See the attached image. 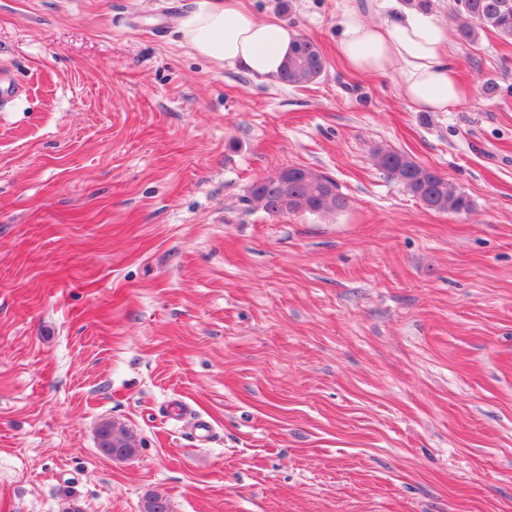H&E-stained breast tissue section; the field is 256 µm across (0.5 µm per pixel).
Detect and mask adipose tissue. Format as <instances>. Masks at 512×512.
<instances>
[{
    "mask_svg": "<svg viewBox=\"0 0 512 512\" xmlns=\"http://www.w3.org/2000/svg\"><path fill=\"white\" fill-rule=\"evenodd\" d=\"M382 21H372V14ZM337 49L357 75H395L399 94L417 112L463 106L466 92L448 55V30L401 0H342ZM179 30L198 56L269 80L278 77L296 33L257 20L242 0H199Z\"/></svg>",
    "mask_w": 512,
    "mask_h": 512,
    "instance_id": "ef3b65f1",
    "label": "adipose tissue"
}]
</instances>
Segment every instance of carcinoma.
<instances>
[{"label":"carcinoma","instance_id":"carcinoma-1","mask_svg":"<svg viewBox=\"0 0 512 512\" xmlns=\"http://www.w3.org/2000/svg\"><path fill=\"white\" fill-rule=\"evenodd\" d=\"M453 12L461 20L459 33L464 38L475 29H489L512 38V0H453ZM326 69V58L320 46L302 35L282 65L280 80L291 86H301L319 80ZM378 165L397 180L428 210L438 213L466 214L472 209L470 198L448 179L412 161L406 155L390 151L377 154ZM283 190L268 180L258 188L249 187L247 202L271 216L296 214H326L347 206L336 183L324 176L313 178L310 169L299 167L288 183V198L292 207L281 209ZM97 431L105 438L101 452L118 448L123 457H133L138 444L135 435L111 419H103ZM143 512H172L171 502L163 492L152 491L144 499Z\"/></svg>","mask_w":512,"mask_h":512}]
</instances>
